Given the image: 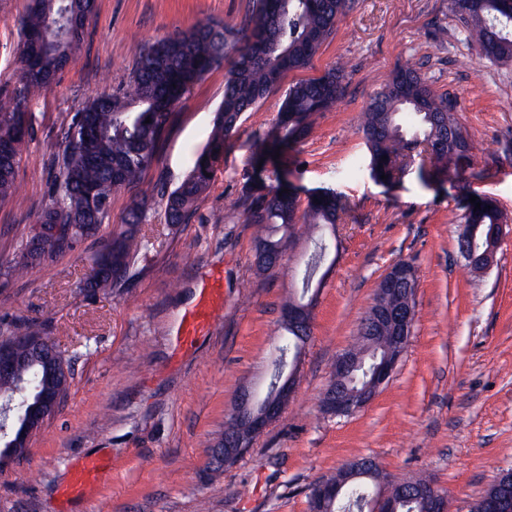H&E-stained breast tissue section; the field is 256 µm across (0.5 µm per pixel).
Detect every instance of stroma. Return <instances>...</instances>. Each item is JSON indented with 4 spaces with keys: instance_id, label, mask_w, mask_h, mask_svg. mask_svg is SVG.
I'll return each mask as SVG.
<instances>
[{
    "instance_id": "35a3bbf8",
    "label": "stroma",
    "mask_w": 512,
    "mask_h": 512,
    "mask_svg": "<svg viewBox=\"0 0 512 512\" xmlns=\"http://www.w3.org/2000/svg\"><path fill=\"white\" fill-rule=\"evenodd\" d=\"M28 0H0V93L17 84L15 47ZM249 0H97L83 47L31 103L30 137L15 200L0 204V265L48 200L62 120L126 81L138 41L201 20L240 21ZM456 104L473 142L457 175L394 182L369 173L361 114L370 95L406 62ZM345 65L344 95L288 154L281 180L310 194L336 192L347 213L334 231L297 362L296 389L236 462L217 468L216 447L243 389L264 394L282 334L281 312L301 287L319 231L297 225L279 266L257 273L260 232L243 201L253 157L272 127L284 89L245 113L224 147L189 223L169 226L154 205L127 282L90 290L85 281L103 240L125 223L133 196L112 198L98 235L74 251L0 277V337L28 327L55 343L70 369L68 398L31 437L27 454L0 465V512H310L309 492L346 463L374 459L384 476L427 478L466 512L512 470V62L497 64L466 40L448 0H354L311 68L288 82ZM224 72L207 74L176 105L144 182L174 188L214 127ZM491 198L507 218L497 262L473 272L458 251L465 196ZM418 273L415 321L398 368L376 398L348 416L322 398L341 353L358 342L378 283L396 262ZM216 280L224 303L192 346L170 338ZM97 480L74 487L85 460Z\"/></svg>"
}]
</instances>
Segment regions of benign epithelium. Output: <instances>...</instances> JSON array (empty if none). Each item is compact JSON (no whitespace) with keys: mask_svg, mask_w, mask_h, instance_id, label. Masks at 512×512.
Listing matches in <instances>:
<instances>
[{"mask_svg":"<svg viewBox=\"0 0 512 512\" xmlns=\"http://www.w3.org/2000/svg\"><path fill=\"white\" fill-rule=\"evenodd\" d=\"M417 280V272L413 265L403 262L394 264L385 274L378 288L377 301L373 306L372 320L369 328L365 329L363 337L365 348L372 350L377 342H382L385 352L377 358L372 379L365 386H358L352 392H347L338 383H347L359 366L362 364L364 354L347 353L336 359L334 380L324 397L323 409L338 416L351 414L370 404L380 388L385 385L395 372L401 355L403 354L412 334V325L415 319V308L410 304L398 306L393 301V295L402 289H410L413 281ZM309 308L298 306L292 302L284 309L282 320L292 327H300L308 323ZM30 346L43 349L42 364L49 377L68 374L63 357L49 341L42 339L29 342ZM24 357L17 350V344H7L0 348V383L8 382L16 386V392L32 389L31 381L19 374V365ZM296 371H291L280 380L276 394L259 402L255 394L244 391L241 393L235 407L237 421L254 434L262 433L265 428L276 420L288 404L289 398L295 392ZM60 392H44L36 408H22L16 397H11L0 403V409L5 412L13 411L18 414V424L22 426L19 438L0 431V452L8 455L12 452L18 440H27L38 431L45 420L63 402ZM244 440L235 438L227 445V449L214 448L211 450L212 463L224 465V451L232 454H242L246 451ZM345 482L338 478L331 482L315 486V495L321 499L325 497H339ZM410 492L430 503L432 512H450V499L441 492L431 481L407 484L403 481H394L387 485H379L370 498L371 512H393L396 500ZM481 512H512V481L505 480L495 485L490 494L486 495L480 505Z\"/></svg>","mask_w":512,"mask_h":512,"instance_id":"7a95c632","label":"benign epithelium"}]
</instances>
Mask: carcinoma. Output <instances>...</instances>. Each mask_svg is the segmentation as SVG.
<instances>
[{"mask_svg":"<svg viewBox=\"0 0 512 512\" xmlns=\"http://www.w3.org/2000/svg\"><path fill=\"white\" fill-rule=\"evenodd\" d=\"M251 9L236 23L198 22L187 31L137 45L128 81L121 88L103 93L83 105L64 123L65 144L57 154L50 174L49 202L38 223L61 224L62 237L27 234L16 258L3 275L21 276L31 265L52 258L73 244L98 233L108 216L112 196L138 187L128 211L125 229L112 235L94 258L88 288H117L127 279L142 241L138 226L146 220L154 195L164 204V222L186 224L197 202L207 191L215 168L224 157V142L238 131L242 115L251 111L284 77L309 68L322 46L336 33L341 17L352 0H250ZM501 0H449L450 11L460 20L482 56L499 62L512 61V15L500 8ZM96 10V0H30L21 20L15 53L18 63L28 55L27 38L48 30L63 11L81 18L65 39H49L28 71L19 72L18 86L0 95V203L15 195V173L21 162V146L28 136L26 114L31 99L49 84V76L63 70L81 49L86 27ZM227 67L224 100L219 106L214 130L194 165L173 190L157 185L140 187L141 178L156 159L158 145L175 105L198 80L209 72ZM345 70L331 67L321 76L292 83L285 94L276 122L261 144L254 164L273 152L284 154L312 132L315 116L326 111L344 92ZM151 122H146V119ZM97 130L89 144L81 140L84 125ZM362 132L370 156L371 176L392 178L400 169L398 160L422 155L419 170L425 177L424 161L437 171H459L471 158L473 144L468 131L455 116V103L437 93L410 65L396 69L364 109ZM245 186L244 198L252 224H266L269 233L255 244V266L261 272L276 268L282 259L292 227L302 222L333 227L345 207L331 192L316 195L304 211L294 192L266 185L263 173ZM466 227L458 244L481 252L498 245L504 217L490 199H481L480 209L468 204L463 216ZM328 255L323 238L313 242L306 263L301 292L296 300L310 301L315 278ZM282 345L273 361L270 377L286 369L287 355H299L306 337L282 326ZM34 354L20 374L33 385L66 391L65 378H40ZM379 467L371 463L369 476L349 482L335 501L320 503L310 498L311 512H364Z\"/></svg>","mask_w":512,"mask_h":512,"instance_id":"cac0c4a2","label":"carcinoma"}]
</instances>
